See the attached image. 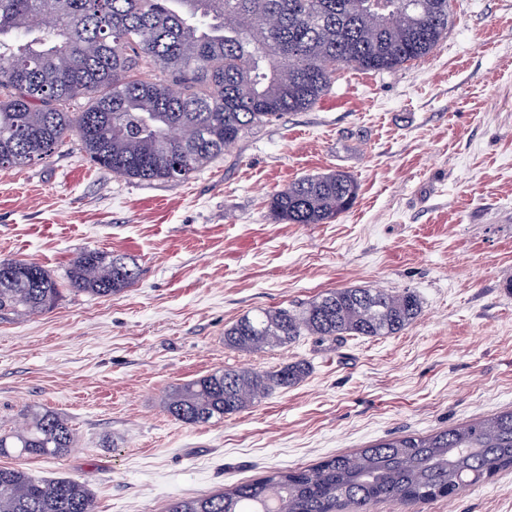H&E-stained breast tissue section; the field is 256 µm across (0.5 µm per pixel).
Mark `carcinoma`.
Listing matches in <instances>:
<instances>
[{"instance_id": "1", "label": "carcinoma", "mask_w": 512, "mask_h": 512, "mask_svg": "<svg viewBox=\"0 0 512 512\" xmlns=\"http://www.w3.org/2000/svg\"><path fill=\"white\" fill-rule=\"evenodd\" d=\"M388 2L402 11L401 23L390 24L373 0H0V163L44 159L74 135L90 162L117 176L185 180L245 131L317 104L336 66L394 70L447 34L449 0ZM79 98L86 107L70 111ZM171 127L179 139H168ZM357 194L346 173L304 176L276 192L269 209L278 221L324 224ZM137 276L124 258L95 249L78 254L69 271L73 289L100 296ZM58 294L38 263L0 259V313H42ZM420 313L407 288H338L299 308L247 314L224 330V344L262 351L299 336H390ZM307 372L302 362L269 373L215 371L174 387L167 410L187 425L221 420ZM73 445L68 424L50 411L0 434V456L57 457ZM507 468L512 410L179 499L168 512H371L443 490L451 498ZM0 512H95V503L75 479L0 467Z\"/></svg>"}]
</instances>
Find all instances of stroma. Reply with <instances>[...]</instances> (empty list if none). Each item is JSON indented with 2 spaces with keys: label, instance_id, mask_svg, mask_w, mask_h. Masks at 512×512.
<instances>
[{
  "label": "stroma",
  "instance_id": "1",
  "mask_svg": "<svg viewBox=\"0 0 512 512\" xmlns=\"http://www.w3.org/2000/svg\"><path fill=\"white\" fill-rule=\"evenodd\" d=\"M425 58L384 72L337 67L312 108L255 128L181 181L91 165L70 137L46 159L0 167V259L36 262L60 294L0 316V431L50 411L76 435L61 457L18 460L92 490L96 512H167L271 472L512 410V0H452ZM355 179L325 224L270 213L304 176ZM99 249L139 275L111 296L69 285ZM411 289L420 315L391 336H300L226 347L249 311L336 288ZM308 366L238 414L174 420L179 384L218 370ZM374 512H512V468L450 499Z\"/></svg>",
  "mask_w": 512,
  "mask_h": 512
}]
</instances>
